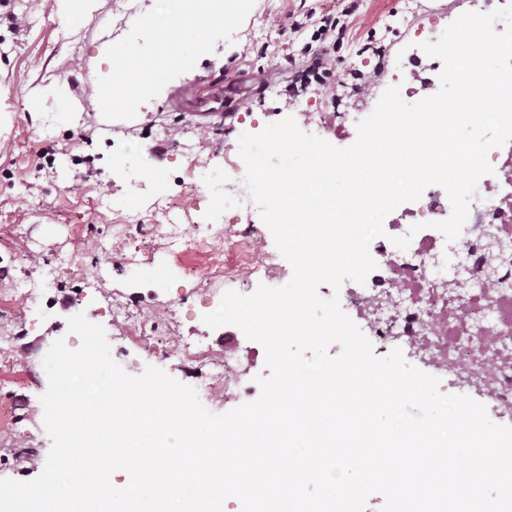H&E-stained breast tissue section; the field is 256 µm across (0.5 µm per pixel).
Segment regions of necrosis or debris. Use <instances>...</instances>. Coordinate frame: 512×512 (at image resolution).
<instances>
[{"label":"necrosis or debris","mask_w":512,"mask_h":512,"mask_svg":"<svg viewBox=\"0 0 512 512\" xmlns=\"http://www.w3.org/2000/svg\"><path fill=\"white\" fill-rule=\"evenodd\" d=\"M399 68L412 76L410 96L438 91L441 61L427 64L413 53ZM487 159L493 171L480 178L456 241L446 242L432 227L450 216L451 204L443 187L429 186L418 201L391 213L385 236L371 244L376 269L365 283L345 281L339 298L373 343L375 355L400 348L410 364L447 376L444 394L475 390L493 410L512 417V278H505L496 246L500 240L512 242V143L491 149ZM208 186L223 191L225 205L239 218V247L252 248L255 205L233 184H222L220 174H212ZM409 231L414 234L409 249H397L392 237ZM454 252L470 256L468 274L458 279L446 273ZM179 351L202 370L199 397L218 400L209 375L217 366L233 375L238 392L256 391L252 375L238 370L236 349H226L222 360H214L204 336L198 335L181 341Z\"/></svg>","instance_id":"1"}]
</instances>
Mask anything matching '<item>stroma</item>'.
<instances>
[{
	"mask_svg": "<svg viewBox=\"0 0 512 512\" xmlns=\"http://www.w3.org/2000/svg\"><path fill=\"white\" fill-rule=\"evenodd\" d=\"M127 5L98 0L92 17L74 28L56 0H0V405L13 410L0 422V478L29 481L45 465L51 441L40 402L42 361L58 338L79 347L68 316L82 311L101 324L127 373L154 366L191 385L194 366L179 356L178 340L204 329L203 315L225 291L248 294L260 283L291 280L293 269L268 230L256 254L265 272L256 281H243L223 240L215 243L219 258L171 247L174 229L185 240L202 224L234 235L232 213L198 190L199 168L234 173L243 164L240 134L297 112L373 111L397 82L391 62L399 51L425 41L428 21L443 30L471 9L470 0H359L332 55L335 88L311 86L292 98L284 55L304 58L314 44L291 23L335 12L339 2L255 0L233 43L218 41L213 54L141 104L140 119L108 120L93 87L110 71L103 43L128 32ZM368 41L374 51H362ZM355 72L372 76L368 88L354 87ZM210 87L222 88L236 112L228 123L211 116L202 129L171 98L180 88ZM47 284L51 307L29 312L24 289ZM116 298L126 305L118 318ZM147 317L156 323L149 353L123 338L126 324ZM207 344L213 359L237 347L244 368L267 372L263 346L237 327L209 331Z\"/></svg>",
	"mask_w": 512,
	"mask_h": 512,
	"instance_id": "stroma-1",
	"label": "stroma"
}]
</instances>
